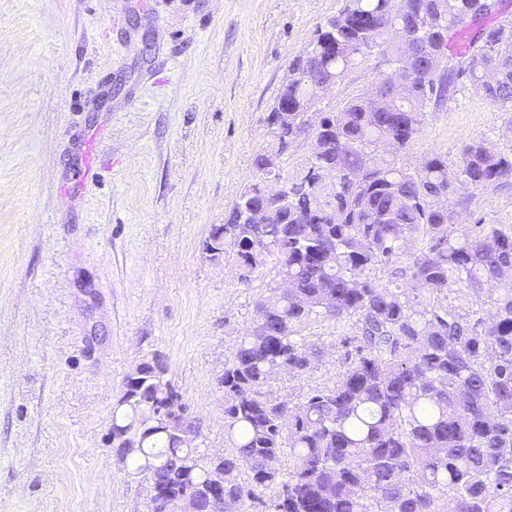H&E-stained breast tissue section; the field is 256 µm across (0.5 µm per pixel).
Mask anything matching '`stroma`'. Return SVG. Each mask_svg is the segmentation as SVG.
Returning <instances> with one entry per match:
<instances>
[{
    "instance_id": "stroma-1",
    "label": "stroma",
    "mask_w": 512,
    "mask_h": 512,
    "mask_svg": "<svg viewBox=\"0 0 512 512\" xmlns=\"http://www.w3.org/2000/svg\"><path fill=\"white\" fill-rule=\"evenodd\" d=\"M343 0H0V512H147L111 443L112 407L158 353L205 454L227 449L216 379L274 274L241 282L203 249L255 173L290 60ZM372 59L326 91L338 110ZM512 146V113L461 88L411 163ZM95 176L82 177L85 167ZM512 224V185L453 226ZM335 379L332 323L305 330Z\"/></svg>"
}]
</instances>
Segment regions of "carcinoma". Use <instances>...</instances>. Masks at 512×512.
Returning <instances> with one entry per match:
<instances>
[{"mask_svg": "<svg viewBox=\"0 0 512 512\" xmlns=\"http://www.w3.org/2000/svg\"><path fill=\"white\" fill-rule=\"evenodd\" d=\"M411 4L398 14L391 0H344L290 62L256 173L203 243L214 260L235 256L241 281L267 269L288 287L258 299L254 326L217 379L230 452L180 448L157 423L178 395L160 356L125 383L112 447L148 475V512L184 499L216 512L212 466L224 470L230 512H512V225L456 236L448 207L450 187L471 189L460 199L467 207L476 192L511 184L512 146L476 139L452 163L406 158L430 106L459 83L512 112V24L482 25L494 15L487 0ZM413 33L419 56L396 94H355L308 125L327 87L372 58L397 65ZM442 62L454 69L439 80ZM389 138L392 151L378 157ZM300 139L310 150L299 174L267 170ZM267 178L288 191L266 195ZM254 207L271 222L249 223ZM380 270L394 286L375 281ZM458 286L488 298L489 321L432 301ZM317 321L355 329L339 337L343 369L330 385L274 392L278 376L314 367L321 348L303 331Z\"/></svg>", "mask_w": 512, "mask_h": 512, "instance_id": "carcinoma-1", "label": "carcinoma"}]
</instances>
